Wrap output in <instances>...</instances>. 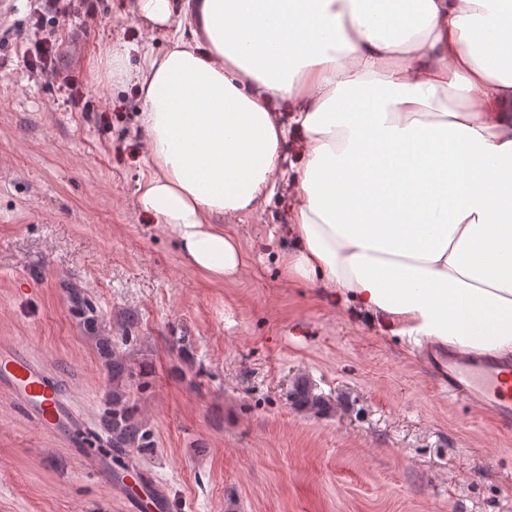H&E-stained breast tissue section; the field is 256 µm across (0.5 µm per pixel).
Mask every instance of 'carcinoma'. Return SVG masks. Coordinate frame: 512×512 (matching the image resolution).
<instances>
[{
  "label": "carcinoma",
  "instance_id": "cac0c4a2",
  "mask_svg": "<svg viewBox=\"0 0 512 512\" xmlns=\"http://www.w3.org/2000/svg\"><path fill=\"white\" fill-rule=\"evenodd\" d=\"M70 302L84 327L88 330L96 329L97 315L88 306L84 296L73 289L70 292ZM96 349L102 365L112 378L108 407L101 421L106 446L117 454L154 447L153 433L144 418L139 415L137 405L131 403L129 395L132 382L136 380V374L128 367L116 340L109 336H98ZM293 404L300 409L319 411L322 400L303 384L295 389Z\"/></svg>",
  "mask_w": 512,
  "mask_h": 512
}]
</instances>
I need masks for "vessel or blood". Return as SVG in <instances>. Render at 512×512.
I'll use <instances>...</instances> for the list:
<instances>
[{
  "label": "vessel or blood",
  "instance_id": "b4317fda",
  "mask_svg": "<svg viewBox=\"0 0 512 512\" xmlns=\"http://www.w3.org/2000/svg\"><path fill=\"white\" fill-rule=\"evenodd\" d=\"M423 357L449 396L482 405L501 427L512 428V360L436 349L425 350ZM0 391L43 430L80 427L56 380L19 350L0 349Z\"/></svg>",
  "mask_w": 512,
  "mask_h": 512
}]
</instances>
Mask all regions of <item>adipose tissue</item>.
<instances>
[{
  "label": "adipose tissue",
  "mask_w": 512,
  "mask_h": 512,
  "mask_svg": "<svg viewBox=\"0 0 512 512\" xmlns=\"http://www.w3.org/2000/svg\"><path fill=\"white\" fill-rule=\"evenodd\" d=\"M136 202L185 262L247 269L224 215L289 184L281 275L411 346L512 354V0H138Z\"/></svg>",
  "instance_id": "ef3b65f1"
}]
</instances>
